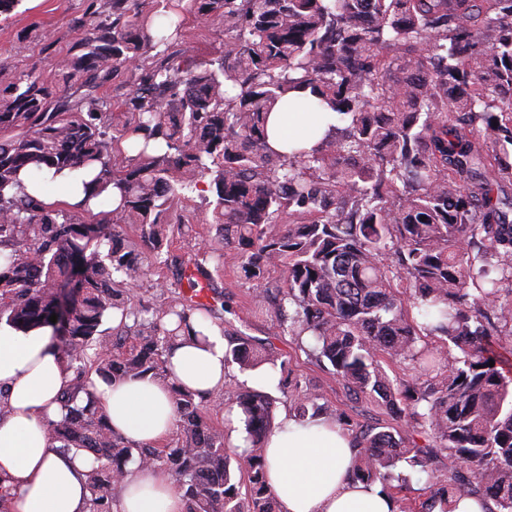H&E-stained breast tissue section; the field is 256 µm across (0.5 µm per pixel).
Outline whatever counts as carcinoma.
I'll return each instance as SVG.
<instances>
[{"mask_svg": "<svg viewBox=\"0 0 512 512\" xmlns=\"http://www.w3.org/2000/svg\"><path fill=\"white\" fill-rule=\"evenodd\" d=\"M110 0L90 13L89 38L58 62L60 89L36 68L0 83V323L49 327L73 383L51 436L94 455L89 512H112L130 463L168 474L187 512H275L265 478L273 401L228 384L244 416L246 447L230 454L211 398L175 385V436L137 447L75 397L90 374L111 384L165 382L178 336H197L225 306L179 295L163 306L133 294L159 286L153 270L186 268L207 281L238 246L247 278L284 268L261 288L255 312L327 362L356 396L434 439L419 447L399 430L360 427L353 478L382 482L398 464L433 472L437 450L473 477L431 490L420 512H448L461 494L512 512V223L494 191L512 185V0ZM219 23V54L173 48L176 16ZM135 64L137 87L117 103L100 89ZM311 89L346 123L310 151L275 155L269 112ZM95 171L92 196L118 190L114 209L89 215L46 206L20 172ZM210 178L216 238L180 262L183 191ZM57 321H49L51 315ZM115 327H104L108 321ZM438 339L429 346L422 338ZM408 363L425 386H394L382 366ZM494 366H489V362ZM227 365L280 374L295 417L346 426L319 395L291 379L288 361L249 336L228 339Z\"/></svg>", "mask_w": 512, "mask_h": 512, "instance_id": "obj_1", "label": "carcinoma"}]
</instances>
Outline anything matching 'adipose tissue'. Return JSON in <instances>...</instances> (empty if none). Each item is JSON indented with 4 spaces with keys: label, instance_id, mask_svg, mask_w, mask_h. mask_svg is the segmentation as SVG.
I'll use <instances>...</instances> for the list:
<instances>
[{
    "label": "adipose tissue",
    "instance_id": "1",
    "mask_svg": "<svg viewBox=\"0 0 512 512\" xmlns=\"http://www.w3.org/2000/svg\"><path fill=\"white\" fill-rule=\"evenodd\" d=\"M314 101L310 90H296L270 114L267 134L274 151L289 155L313 148L338 125L336 113L316 111ZM93 177L82 167L63 170L54 177L61 187L54 197L31 176L22 181L45 203L58 200L93 211L98 201L85 192ZM202 330V336L175 339L168 367L177 384L207 396L224 390L230 370L223 329L207 323ZM71 378L51 329L23 336L0 323V403L9 408L0 416V486L10 492L8 512H89L85 473L91 456L58 448L48 433L64 416L60 399ZM78 402L93 403L114 433L140 446L160 445L178 425L169 392L150 380L100 382L92 397ZM266 448L268 485L281 512H396L379 487L351 479L353 437L333 419L301 423L281 410ZM118 490V512H186L173 478L157 468L130 466Z\"/></svg>",
    "mask_w": 512,
    "mask_h": 512
}]
</instances>
